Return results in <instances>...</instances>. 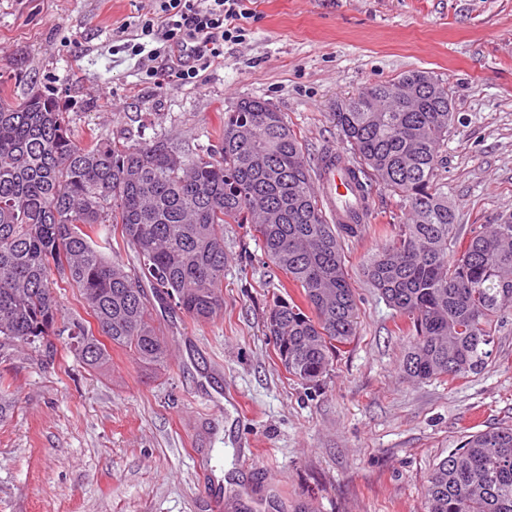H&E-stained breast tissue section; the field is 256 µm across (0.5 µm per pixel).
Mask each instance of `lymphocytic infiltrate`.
<instances>
[{
	"label": "lymphocytic infiltrate",
	"instance_id": "lymphocytic-infiltrate-1",
	"mask_svg": "<svg viewBox=\"0 0 512 512\" xmlns=\"http://www.w3.org/2000/svg\"><path fill=\"white\" fill-rule=\"evenodd\" d=\"M252 0H150L149 8L135 17L132 27L134 54L148 53L158 60L163 52H179L186 68L177 80L196 78L199 70L223 60L224 45L244 40ZM153 49H146V42Z\"/></svg>",
	"mask_w": 512,
	"mask_h": 512
}]
</instances>
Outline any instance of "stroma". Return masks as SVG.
I'll use <instances>...</instances> for the list:
<instances>
[{"label": "stroma", "instance_id": "35a3bbf8", "mask_svg": "<svg viewBox=\"0 0 512 512\" xmlns=\"http://www.w3.org/2000/svg\"><path fill=\"white\" fill-rule=\"evenodd\" d=\"M149 0H0V90H52L75 140L217 142L245 98L285 112L310 159L341 140L337 102L410 70L452 94L444 153L457 234L512 221V0H257L242 43L192 83L158 87L146 55L119 51L118 26ZM375 192L343 250L357 334L325 383L293 382L264 328L283 279L248 225L224 227V312L195 321L158 309L167 365L113 351L87 369L28 347L0 363L15 407L0 420V512H425L423 484L467 434L512 424V313L481 373L416 381L400 369L403 320L365 262L382 225L407 220Z\"/></svg>", "mask_w": 512, "mask_h": 512}]
</instances>
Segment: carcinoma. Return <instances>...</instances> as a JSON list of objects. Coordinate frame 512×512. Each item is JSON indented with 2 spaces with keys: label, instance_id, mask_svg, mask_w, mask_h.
Here are the masks:
<instances>
[{
  "label": "carcinoma",
  "instance_id": "1",
  "mask_svg": "<svg viewBox=\"0 0 512 512\" xmlns=\"http://www.w3.org/2000/svg\"><path fill=\"white\" fill-rule=\"evenodd\" d=\"M423 72L370 83L333 113L364 207L330 223L311 166L285 114L246 99L224 113L221 141L185 152L166 139L119 145L96 135L79 145L67 104L52 92L0 96V359L28 346L54 360L71 354L91 370L120 349L163 366L168 344L156 305L193 320L224 311V225L249 224L266 262L298 296L272 299L266 331L297 382L318 387L336 350L356 336L358 309L341 241L365 230L383 188L408 223L385 228L368 259L372 287L405 322L403 372L420 381L480 372L512 309V224L459 240L442 182L453 117L448 88L428 75L418 99L376 112L380 98ZM137 266L110 257L112 238ZM74 288L91 317H64ZM426 512H512V424L478 431L443 458L424 486Z\"/></svg>",
  "mask_w": 512,
  "mask_h": 512
}]
</instances>
